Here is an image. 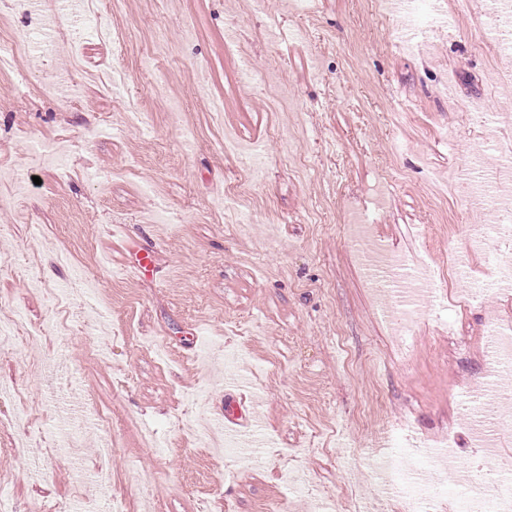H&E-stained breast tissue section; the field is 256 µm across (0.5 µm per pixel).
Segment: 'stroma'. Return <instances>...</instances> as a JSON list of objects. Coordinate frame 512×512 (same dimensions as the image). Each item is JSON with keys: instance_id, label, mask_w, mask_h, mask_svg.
I'll list each match as a JSON object with an SVG mask.
<instances>
[{"instance_id": "35a3bbf8", "label": "stroma", "mask_w": 512, "mask_h": 512, "mask_svg": "<svg viewBox=\"0 0 512 512\" xmlns=\"http://www.w3.org/2000/svg\"><path fill=\"white\" fill-rule=\"evenodd\" d=\"M0 0V323L47 335L0 339V485L14 512H265L291 472L336 498L379 491L367 445L382 419L426 436L460 428L455 392L481 374L507 295L448 302L400 351L372 288L374 239L467 254L456 295L491 267L468 230L494 216L456 180L472 144L512 146V58L475 0H440L450 25L400 46L399 16L371 0ZM83 63L89 76L77 79ZM119 68L108 89L95 72ZM496 113L494 127L469 108ZM138 113L135 123L126 113ZM284 127L285 141L268 138ZM262 146L251 196L225 134ZM158 242L154 271L117 281L129 251ZM85 281H77V270ZM260 401L265 445L236 473L207 448L224 377ZM78 434L79 453L58 446ZM423 458L420 480L457 495L458 469Z\"/></svg>"}]
</instances>
